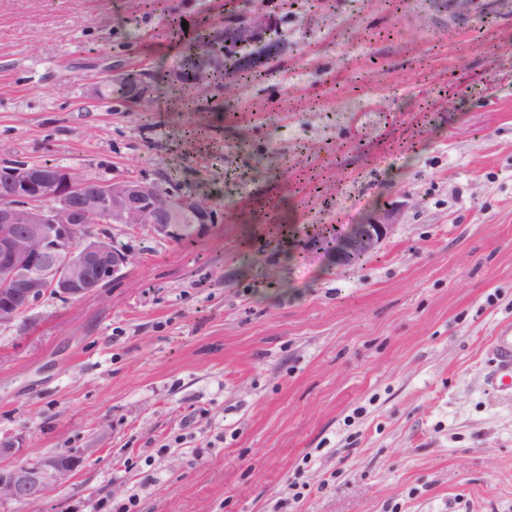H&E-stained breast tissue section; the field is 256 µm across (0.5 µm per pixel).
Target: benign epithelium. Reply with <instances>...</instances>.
Wrapping results in <instances>:
<instances>
[{
	"mask_svg": "<svg viewBox=\"0 0 512 512\" xmlns=\"http://www.w3.org/2000/svg\"><path fill=\"white\" fill-rule=\"evenodd\" d=\"M109 79L125 86L128 103L139 107L145 101V75L122 73ZM87 185L77 171L62 166L25 162L0 172V325L50 293L79 299L124 275L132 254L106 235H92V224H143L176 240L185 223L200 235L219 218L212 203L182 190L167 192L146 178L102 180L91 191ZM400 215L399 208L373 212L322 246L337 266H349L377 252ZM91 452H49L7 465L18 448L1 439L0 502L39 503Z\"/></svg>",
	"mask_w": 512,
	"mask_h": 512,
	"instance_id": "1",
	"label": "benign epithelium"
}]
</instances>
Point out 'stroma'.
<instances>
[{
	"label": "stroma",
	"instance_id": "obj_1",
	"mask_svg": "<svg viewBox=\"0 0 512 512\" xmlns=\"http://www.w3.org/2000/svg\"><path fill=\"white\" fill-rule=\"evenodd\" d=\"M202 27L246 39L190 89ZM110 72L146 75L148 111L98 95ZM13 160L142 177L221 218L188 241L92 225L132 253L125 277L0 326V438L91 451L0 512H512V395L487 384L512 324L511 14L0 0ZM396 206L355 268L306 243ZM218 74L204 67L202 59L186 55L181 64V79L186 85L201 84L215 81Z\"/></svg>",
	"mask_w": 512,
	"mask_h": 512
}]
</instances>
